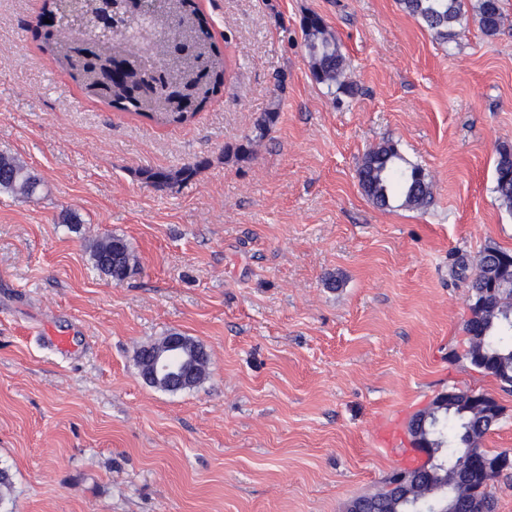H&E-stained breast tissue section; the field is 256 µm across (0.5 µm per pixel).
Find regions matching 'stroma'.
<instances>
[{"mask_svg": "<svg viewBox=\"0 0 512 512\" xmlns=\"http://www.w3.org/2000/svg\"><path fill=\"white\" fill-rule=\"evenodd\" d=\"M197 4L224 85L163 125L88 97L42 51L43 0H0V152L45 181L36 201L0 193L8 512H345L393 470L376 426L406 428L451 388L498 400L482 446L512 451V391L464 358L475 262L512 252L493 191L512 147V0L496 35L470 12L450 42L399 0ZM311 13L350 91L313 80ZM271 109L252 158L225 156ZM389 140L428 174V209L383 211L361 191L362 156ZM200 157L174 188L140 177ZM113 235L137 257L120 282L90 261ZM171 332L208 354L196 388L138 372L137 351Z\"/></svg>", "mask_w": 512, "mask_h": 512, "instance_id": "1", "label": "stroma"}]
</instances>
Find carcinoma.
Masks as SVG:
<instances>
[{
    "instance_id": "cac0c4a2",
    "label": "carcinoma",
    "mask_w": 512,
    "mask_h": 512,
    "mask_svg": "<svg viewBox=\"0 0 512 512\" xmlns=\"http://www.w3.org/2000/svg\"><path fill=\"white\" fill-rule=\"evenodd\" d=\"M165 10L157 18L168 28L167 37L189 41L205 56L208 71L195 73V56L186 55L180 64L181 73L191 79L194 91L189 102L174 108L163 88L161 78L149 76L156 90L149 98L134 95L122 84H111L112 73L94 61L80 62L70 53L75 35L68 25L53 22L35 26L42 39V48L62 63L82 90L90 97L103 100L112 107L146 116L164 123H184L200 112L224 86V55L208 26V20L196 0H164ZM403 9L420 19L431 34L441 40L456 35L467 10L465 0H400ZM481 30L488 36L497 33L503 23L500 0H475L472 4ZM41 12L67 17L76 13L100 30L112 26V16L104 14L100 0H44ZM302 31L312 65L314 80L327 88L346 87V59L336 37L317 14L304 17ZM278 112L263 113L256 122V138L262 139L275 124ZM397 145L385 142L364 154L358 166V182L364 194L380 209L395 205L425 209L433 201L432 182L423 168L402 166ZM210 164L207 158L188 162L177 169H145L146 183L158 190L172 188L192 180ZM43 178L17 157L0 153V192L27 200L41 195ZM494 193L500 205L512 211V151L503 149L495 165ZM90 259L94 269L105 276L122 281L133 271V255L127 242L116 236L93 245ZM512 253L489 248L480 254L471 281V317L465 332L471 336L469 363L479 372L494 378L501 388L512 389V282L507 279V266ZM499 419L480 412H466L457 406L448 411L436 432L434 461L426 468L406 472L415 480L410 492L427 497L431 488L442 484L452 489L464 512H493V482L508 477V471L493 467L500 453L481 447L482 438ZM404 491L382 486L377 491L358 497L366 512H403Z\"/></svg>"
}]
</instances>
